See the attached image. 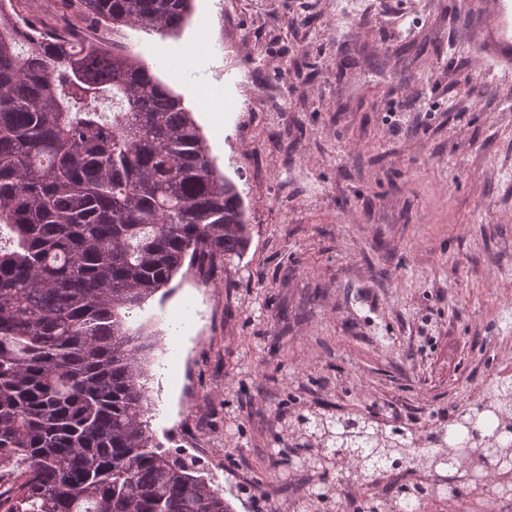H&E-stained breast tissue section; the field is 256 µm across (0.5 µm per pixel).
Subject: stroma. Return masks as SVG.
Listing matches in <instances>:
<instances>
[{
	"label": "stroma",
	"instance_id": "1",
	"mask_svg": "<svg viewBox=\"0 0 512 512\" xmlns=\"http://www.w3.org/2000/svg\"><path fill=\"white\" fill-rule=\"evenodd\" d=\"M475 17V0H192L173 34L117 36L243 199V257L132 317L158 340L153 431L234 512L318 484L275 463L296 408L423 430L512 376V69H488ZM244 77L237 111L205 106Z\"/></svg>",
	"mask_w": 512,
	"mask_h": 512
}]
</instances>
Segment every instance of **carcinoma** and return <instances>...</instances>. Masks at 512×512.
<instances>
[{
  "label": "carcinoma",
  "instance_id": "obj_1",
  "mask_svg": "<svg viewBox=\"0 0 512 512\" xmlns=\"http://www.w3.org/2000/svg\"><path fill=\"white\" fill-rule=\"evenodd\" d=\"M191 0H79L98 27L164 35ZM243 200L215 176L181 97L117 39L71 41L0 2V512H233L200 461L157 440L147 352L130 325L185 265L203 278L248 246ZM289 438L354 454L353 486L417 472L359 512H421L430 477L473 462L512 468V381L424 432L350 413H292ZM320 477L296 512H342Z\"/></svg>",
  "mask_w": 512,
  "mask_h": 512
}]
</instances>
